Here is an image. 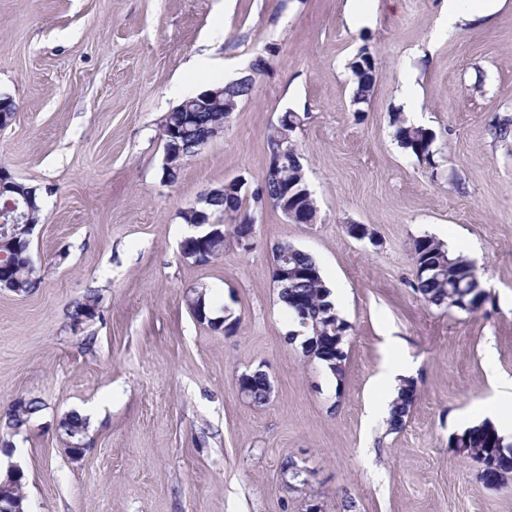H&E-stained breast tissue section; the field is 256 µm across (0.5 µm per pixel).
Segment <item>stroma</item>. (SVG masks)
<instances>
[{
  "mask_svg": "<svg viewBox=\"0 0 512 512\" xmlns=\"http://www.w3.org/2000/svg\"><path fill=\"white\" fill-rule=\"evenodd\" d=\"M442 0H0V166L41 195L30 256L41 282L0 288V412L19 398L41 412L0 456L25 473L26 512H512V481L492 489L451 442L512 380V0L480 22L446 24ZM379 79L355 107L349 62ZM223 58L220 69L205 52ZM266 67L223 136L162 178L160 127L192 89ZM415 94L401 98L402 84ZM412 110L435 136L430 168L394 138ZM318 209L313 224L259 213L249 252L207 265L183 259L180 217L205 190L241 176L244 211L269 165L282 112ZM366 225L373 241L348 225ZM456 244L486 293L476 311L427 304L415 291L413 241ZM310 253L345 294V379L289 341L276 245ZM214 316L197 321L189 290ZM98 315L71 330L88 291ZM407 365L417 394L405 425L372 408L387 363ZM274 390L255 406L239 374ZM84 411L88 448L72 460L57 429ZM305 469L285 493L279 468Z\"/></svg>",
  "mask_w": 512,
  "mask_h": 512,
  "instance_id": "obj_1",
  "label": "stroma"
}]
</instances>
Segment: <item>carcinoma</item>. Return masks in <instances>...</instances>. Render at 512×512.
I'll return each mask as SVG.
<instances>
[{
  "label": "carcinoma",
  "instance_id": "obj_1",
  "mask_svg": "<svg viewBox=\"0 0 512 512\" xmlns=\"http://www.w3.org/2000/svg\"><path fill=\"white\" fill-rule=\"evenodd\" d=\"M354 84L353 104L360 105L369 101L373 95L378 80V70L373 55L363 49L349 63ZM252 90V83L239 80L224 84V97L234 103H239ZM221 117L219 112H169L165 116L167 124L182 130L183 135L177 143L170 146L171 152L187 160L195 156L201 145L208 138L214 122ZM395 127L394 136L400 146L407 150L418 161L434 168V133L422 126L407 123V120L397 115L392 120ZM243 205V196L226 193L217 195L207 203L206 213H220L224 216L237 212ZM29 246L26 241L18 238L14 241L4 240L0 251L17 257L10 265L0 268V288L7 289L18 295H25L37 288L40 278L37 269L20 258L27 254ZM415 261L414 288L423 299L434 306H449L451 297L466 292L461 276L469 280L476 279L474 268L460 257H451L444 244L432 236L424 235L413 242ZM326 286L323 279L303 278L293 283L278 286V297L285 304L286 311L292 320L308 335L320 331V335L332 332L330 329L329 313L325 308ZM300 292L308 299L305 312L298 311L293 305L294 293ZM98 311V296L88 293L75 303L70 313L71 327L83 325L96 317ZM267 380L255 372L249 381L248 400L253 405H263L267 402ZM415 391L412 383H407L401 389L399 397L392 404L389 426L392 430L400 429L409 416L414 400ZM20 414L16 417L3 418L4 431L13 430L21 422L42 410V402L35 398H20L16 402ZM59 434L66 437L82 436L86 432V420L75 412L65 414L58 422ZM456 446L472 458L484 465L482 479L497 482L512 475V451L505 452L497 447V433L486 423L464 429L457 434Z\"/></svg>",
  "mask_w": 512,
  "mask_h": 512
}]
</instances>
